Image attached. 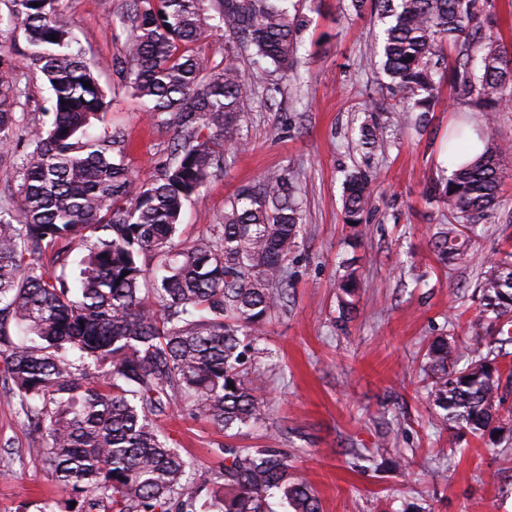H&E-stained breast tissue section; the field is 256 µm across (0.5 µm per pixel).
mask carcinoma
<instances>
[{"label": "carcinoma", "mask_w": 512, "mask_h": 512, "mask_svg": "<svg viewBox=\"0 0 512 512\" xmlns=\"http://www.w3.org/2000/svg\"><path fill=\"white\" fill-rule=\"evenodd\" d=\"M358 14L386 20L380 47L389 89L408 109L436 102L440 48L455 51L454 81L481 102L512 106V52L484 30L496 0H350ZM23 43L0 55V158L15 157L16 191L0 197V375L11 381L39 457L67 492V512H321L312 484L282 448L224 449L217 481L199 486L157 421L179 400L229 433L265 414L264 349L256 332L288 303V259L302 231L291 173L240 188L221 223L191 245L180 240L183 210L241 146L240 124L258 87L237 63L252 48L254 73L294 69L307 18L288 0H122L112 25L124 34L112 60V92L137 98L152 125L174 131L156 176L137 180L124 163L123 135L92 138L110 106L100 64L85 57L58 15V0H10ZM224 28L216 62L200 42ZM39 71L51 95L50 125L19 124L22 90L7 72ZM90 86H84V83ZM360 129L368 149L386 147V123ZM507 145L484 143L428 197L448 211L431 248L443 264L460 259L470 225L492 216ZM372 175L345 177L344 223H363ZM78 273L68 280L70 253ZM53 252L60 271L45 268ZM156 262L148 279L141 257ZM128 275H123V272ZM341 310L354 308L355 271L337 284ZM471 335L431 342L422 371L433 415L474 436L512 438L497 421L499 358L512 332L493 320L512 315V253L492 258L478 284ZM75 507H70V503Z\"/></svg>", "instance_id": "carcinoma-1"}]
</instances>
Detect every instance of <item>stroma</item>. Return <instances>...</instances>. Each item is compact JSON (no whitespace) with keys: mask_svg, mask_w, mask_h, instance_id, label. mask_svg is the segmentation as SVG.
<instances>
[{"mask_svg":"<svg viewBox=\"0 0 512 512\" xmlns=\"http://www.w3.org/2000/svg\"><path fill=\"white\" fill-rule=\"evenodd\" d=\"M121 0H59L58 10L87 57L109 60L124 37L110 20ZM309 26L297 64L280 93L262 99L241 125L244 148L187 205L183 241L220 223L224 204L242 185L292 172L303 200L302 233L289 264L288 307L262 328L270 351L265 419L225 435L206 418L172 408L159 423L195 479L219 467L224 446L286 449L306 475L323 512H512V450L463 435L437 420L426 395L422 357L439 336H463L479 312L478 277L490 258L512 251V156L493 218L480 221L462 260L446 267L431 250L446 210L428 201L429 181L448 177V132L469 123L492 141L512 142V109L492 116L471 107L440 66L439 101L426 126L415 113L389 132L386 152L366 156L359 126L374 104L389 102L375 46L377 14L355 13L350 0H298ZM24 89L21 123L40 125L48 92L41 74L17 65ZM122 131L132 148L125 162L150 180L172 131L149 124L139 102L117 94L94 133ZM368 168L373 176L365 232L343 221V181ZM351 261L362 287L356 313L340 322L337 283ZM0 382V512H55L65 494L30 455L33 435Z\"/></svg>","mask_w":512,"mask_h":512,"instance_id":"35a3bbf8","label":"stroma"}]
</instances>
